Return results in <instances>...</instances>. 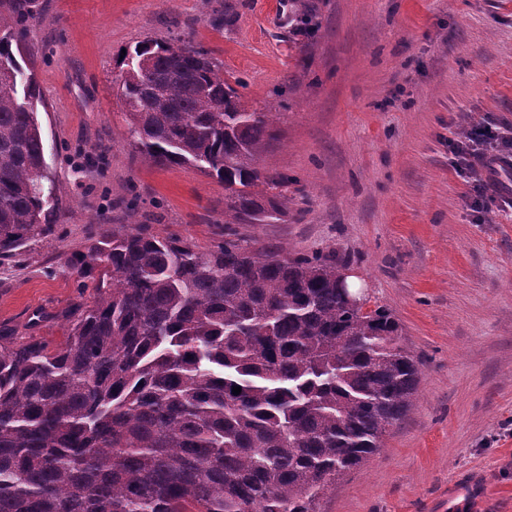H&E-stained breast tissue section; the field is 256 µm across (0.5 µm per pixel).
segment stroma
Masks as SVG:
<instances>
[{"instance_id":"1","label":"stroma","mask_w":512,"mask_h":512,"mask_svg":"<svg viewBox=\"0 0 512 512\" xmlns=\"http://www.w3.org/2000/svg\"><path fill=\"white\" fill-rule=\"evenodd\" d=\"M45 0L25 51L59 209L0 259V328L64 345L92 297L66 267L132 224L209 250L224 185L144 162L113 84L123 51L178 36L209 51L249 109L280 112L261 164L294 177L285 216L235 230L258 250L336 260L389 309L420 363L413 405L319 512H512V207L473 204L449 140L512 135V0ZM311 12L313 33L298 32Z\"/></svg>"}]
</instances>
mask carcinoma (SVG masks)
I'll return each mask as SVG.
<instances>
[{
  "label": "carcinoma",
  "mask_w": 512,
  "mask_h": 512,
  "mask_svg": "<svg viewBox=\"0 0 512 512\" xmlns=\"http://www.w3.org/2000/svg\"><path fill=\"white\" fill-rule=\"evenodd\" d=\"M44 0H0V257L51 234L55 178L20 48ZM115 79L129 145L224 182V223L288 210L261 156L279 113L249 111L207 53L145 40ZM93 303L62 347L0 332V512H317L412 407L399 322L350 308L343 271L241 238L120 228L75 253ZM241 387L235 395L232 389Z\"/></svg>",
  "instance_id": "cac0c4a2"
}]
</instances>
